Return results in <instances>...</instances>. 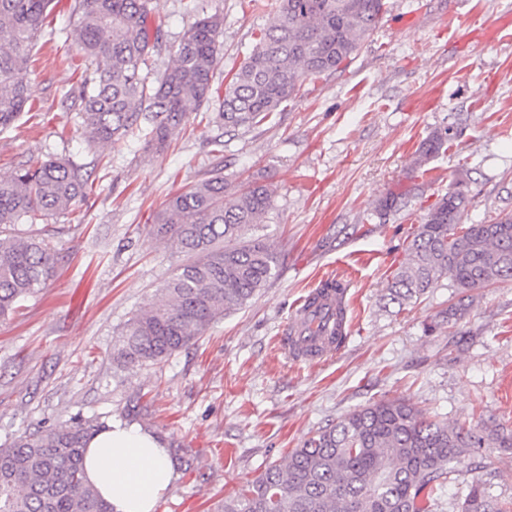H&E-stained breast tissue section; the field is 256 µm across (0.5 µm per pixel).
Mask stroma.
Returning a JSON list of instances; mask_svg holds the SVG:
<instances>
[{
    "label": "stroma",
    "instance_id": "stroma-1",
    "mask_svg": "<svg viewBox=\"0 0 512 512\" xmlns=\"http://www.w3.org/2000/svg\"><path fill=\"white\" fill-rule=\"evenodd\" d=\"M71 0L49 17L32 50L35 98L0 131V175L54 155L82 165L95 190L64 215L33 225L58 257L54 277L0 318V443L73 418L123 420L138 397L158 413L139 425L188 448L189 471L158 499L155 512H219L266 467L317 429L380 399L407 400L450 421L512 429V282L476 292L453 330L428 331L454 297L442 277L399 308L387 284L411 234L449 183L468 177L475 202L466 224L512 215V42L463 39L512 13V0H386L377 30L333 74L304 82L271 119L225 132L215 107L189 110L170 148L148 153L131 134L121 151L85 141L66 92L86 62L71 38ZM155 0L161 32L157 70L198 12L224 16L222 84L270 22L262 0ZM453 127L448 150L414 176L416 150ZM224 139L215 159L209 142ZM222 167L230 189L266 183L274 210L263 232L281 252L277 274L242 309L193 345L158 364L112 361L115 332L151 303L182 260L153 232V215L173 195ZM407 207L365 221L389 194ZM352 281L350 336L314 369L290 362L276 338L297 301L325 274ZM433 512H459L472 481L512 502V455L464 453Z\"/></svg>",
    "mask_w": 512,
    "mask_h": 512
}]
</instances>
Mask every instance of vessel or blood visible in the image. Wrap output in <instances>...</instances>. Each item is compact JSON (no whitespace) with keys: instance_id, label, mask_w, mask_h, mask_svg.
<instances>
[{"instance_id":"b4317fda","label":"vessel or blood","mask_w":512,"mask_h":512,"mask_svg":"<svg viewBox=\"0 0 512 512\" xmlns=\"http://www.w3.org/2000/svg\"><path fill=\"white\" fill-rule=\"evenodd\" d=\"M349 292L347 282L331 278L329 286L310 290L295 306L278 343L300 365L315 367L338 352L347 340L349 324L337 315Z\"/></svg>"}]
</instances>
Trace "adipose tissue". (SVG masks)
Returning <instances> with one entry per match:
<instances>
[{"mask_svg":"<svg viewBox=\"0 0 512 512\" xmlns=\"http://www.w3.org/2000/svg\"><path fill=\"white\" fill-rule=\"evenodd\" d=\"M85 476L113 512H153L176 479L164 446L136 425L115 423L87 444Z\"/></svg>","mask_w":512,"mask_h":512,"instance_id":"obj_1","label":"adipose tissue"}]
</instances>
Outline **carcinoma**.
I'll use <instances>...</instances> for the list:
<instances>
[{"label": "carcinoma", "instance_id": "carcinoma-1", "mask_svg": "<svg viewBox=\"0 0 512 512\" xmlns=\"http://www.w3.org/2000/svg\"><path fill=\"white\" fill-rule=\"evenodd\" d=\"M58 0H0V129L34 100L30 50L43 37ZM273 17L225 87L213 84L223 49L224 17L204 14L184 31L171 63L154 71L159 32L150 31L153 0H74L73 41L92 71L69 90L84 138L121 143L137 130L146 152L166 150L190 107L218 102L217 118L249 128L296 97L303 82L339 69L379 27L384 0H274ZM452 139L434 132L418 148L422 169ZM92 184L66 158L29 161L0 178V317L44 286L57 256L19 228L66 214ZM468 182L448 186L418 225L404 261L388 283L400 306L450 277L458 300L438 311L429 330L453 329L472 292L512 280V215L490 224H459L472 204ZM269 188L252 182L227 194L216 168L168 199L153 216L156 232L186 254L159 289L158 301L117 333L113 360L125 367L160 363L244 307L279 267V252L260 233L270 212ZM93 421L24 432L0 446V512H112L85 479L83 458ZM512 454V431L428 416L403 399H382L319 429L224 500L222 512H424L442 493L452 462L478 448ZM460 512H512L475 480Z\"/></svg>", "mask_w": 512, "mask_h": 512}]
</instances>
